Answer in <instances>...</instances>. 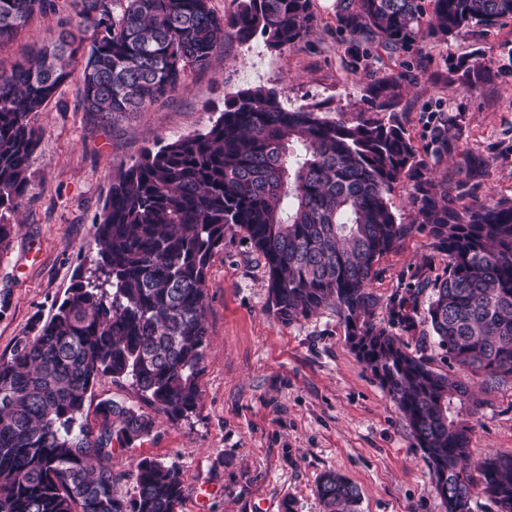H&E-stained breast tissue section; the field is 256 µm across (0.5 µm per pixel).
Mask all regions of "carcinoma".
<instances>
[{"instance_id":"obj_1","label":"carcinoma","mask_w":512,"mask_h":512,"mask_svg":"<svg viewBox=\"0 0 512 512\" xmlns=\"http://www.w3.org/2000/svg\"><path fill=\"white\" fill-rule=\"evenodd\" d=\"M60 14L47 45L0 61V218L25 195L37 147L34 115L80 69V106L102 120L140 112L184 87L233 36L272 51L304 41L314 0H0V52L31 20ZM512 18V0H336L337 32L354 69L368 73L371 111L388 118L282 106L256 87L230 93L205 132L146 149L112 181L96 223L95 265L78 277L33 336L0 357V512H179L180 469L143 457L112 469L113 448L149 435L155 417L114 400L86 405L99 375L125 379L159 414L190 417L208 345L206 276L224 237L241 230L269 273V309L283 322L336 304L346 340L411 429L446 512H472L481 492L512 512V456L474 463L462 417L465 384L409 351L419 295L450 364L485 385L512 383V199L473 194L488 170L458 151L438 121L419 151L393 107L405 72L374 67L378 50L407 57ZM92 31L90 42L79 36ZM454 158V174L438 176ZM409 186L410 223L396 187ZM425 232L446 257L443 275L417 278L380 318L371 291L379 259ZM126 481L130 496L116 487ZM326 512H356L358 487L322 475Z\"/></svg>"}]
</instances>
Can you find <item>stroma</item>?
Masks as SVG:
<instances>
[{
  "mask_svg": "<svg viewBox=\"0 0 512 512\" xmlns=\"http://www.w3.org/2000/svg\"><path fill=\"white\" fill-rule=\"evenodd\" d=\"M336 0H315L307 40L280 51L262 41L226 39L204 70L188 71L184 89L162 104L107 122L79 104L71 77L33 123L39 143L17 212L1 221L15 230L0 250V356L34 335L37 320L62 302L78 273L96 257L95 224L113 179L145 147L206 131L227 94L276 89L285 107H319L323 117L368 111L363 72H352L336 38ZM512 49V19L449 41H426L410 60L396 111L416 147L428 141L430 117L441 110L461 149L483 155L479 200L512 198V74L493 75L466 90L460 61L502 64ZM416 234L384 256L373 291L388 302L411 274L445 261ZM205 303L209 344L199 380V406L189 418L158 417L152 433L115 449L112 468L143 457L180 468L187 489L180 512H324L317 482L327 472L357 485L358 512H445L429 468L395 403L346 341L340 311L328 305L291 323L268 308V273L243 232L224 239L212 260ZM471 436L474 461L512 455V384L482 388Z\"/></svg>",
  "mask_w": 512,
  "mask_h": 512,
  "instance_id": "1",
  "label": "stroma"
}]
</instances>
